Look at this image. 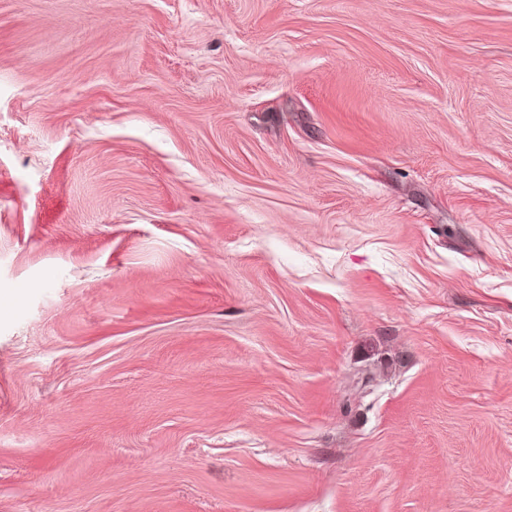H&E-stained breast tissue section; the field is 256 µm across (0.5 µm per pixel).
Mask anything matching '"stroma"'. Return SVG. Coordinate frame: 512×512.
<instances>
[{
	"label": "stroma",
	"instance_id": "35a3bbf8",
	"mask_svg": "<svg viewBox=\"0 0 512 512\" xmlns=\"http://www.w3.org/2000/svg\"><path fill=\"white\" fill-rule=\"evenodd\" d=\"M0 512H512V0H0Z\"/></svg>",
	"mask_w": 512,
	"mask_h": 512
}]
</instances>
